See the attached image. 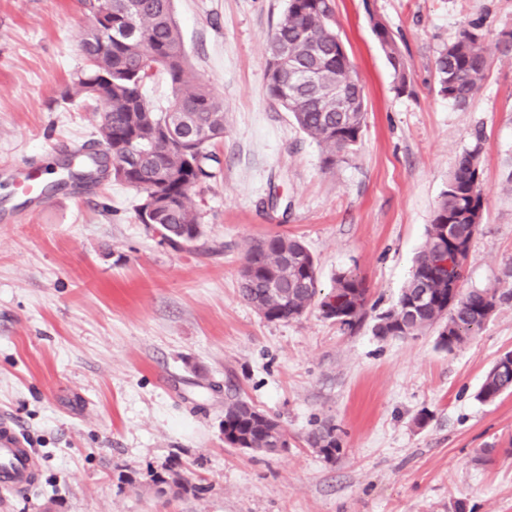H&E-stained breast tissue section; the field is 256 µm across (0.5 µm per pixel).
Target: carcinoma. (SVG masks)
<instances>
[{
    "instance_id": "1",
    "label": "carcinoma",
    "mask_w": 512,
    "mask_h": 512,
    "mask_svg": "<svg viewBox=\"0 0 512 512\" xmlns=\"http://www.w3.org/2000/svg\"><path fill=\"white\" fill-rule=\"evenodd\" d=\"M84 7L87 25L81 48L87 68L65 99L79 96L102 105L98 143L112 150V179L143 192L140 223L156 225L165 240L175 234L193 243L202 235V225L190 194L216 176L220 160L209 147L224 135V104L188 66L172 0H84ZM332 17L331 0H288L267 42L268 96L321 147L328 167L352 153L366 119L363 87L340 50ZM374 30L400 83H405L394 38L379 22ZM489 62L482 24L461 27L435 61L439 93L467 105L481 90ZM158 71L171 83L172 100L165 112L155 111L143 94ZM336 90L343 99L336 100ZM480 141L476 137L474 146L458 158L411 276L395 304L376 317L374 335L404 338L435 328L438 343L450 350L512 299L511 289L489 287L461 291L451 302L448 288L463 278L469 250L460 253L450 274L438 265L448 251V225L456 227L453 238L466 241L482 223ZM77 154L89 171H107L106 152L85 155L80 148ZM239 292L269 321L295 319L315 306L323 318L350 331L362 322L367 303L363 279L352 272L336 274L332 291L321 294L314 257L300 239L287 235L246 246ZM506 392H512V368L497 360L478 397L493 401ZM224 436L240 448L274 453L275 441L286 432L276 419L236 397L224 403ZM309 442L326 457L341 451L332 428L312 433Z\"/></svg>"
}]
</instances>
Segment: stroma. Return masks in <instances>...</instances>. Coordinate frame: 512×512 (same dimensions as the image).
<instances>
[{"label": "stroma", "mask_w": 512, "mask_h": 512, "mask_svg": "<svg viewBox=\"0 0 512 512\" xmlns=\"http://www.w3.org/2000/svg\"><path fill=\"white\" fill-rule=\"evenodd\" d=\"M287 0H173L187 59L224 102L217 177L195 188L202 235L178 247L140 224L135 188L40 177L94 147L93 100L64 102L85 67L79 0H0V417L39 462L37 485L0 512H512V394L478 392L512 351V302L446 350L435 331L372 327L407 280L459 156L482 143L484 220L462 287L512 289V57L491 51L466 106L438 91L456 32L512 27V0H333L367 106L334 168L266 92L267 39ZM393 34L398 82L374 22ZM303 240L322 290L351 271L366 316L343 329L312 308L268 321L239 294L244 250ZM276 417L287 448L224 442V403ZM334 428L342 451L309 444ZM198 493L168 483L170 472Z\"/></svg>", "instance_id": "35a3bbf8"}]
</instances>
